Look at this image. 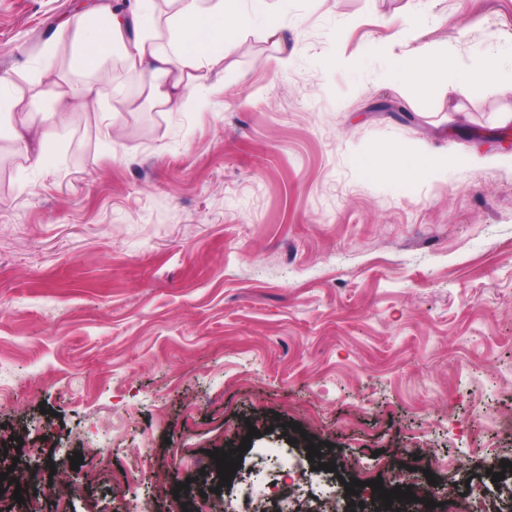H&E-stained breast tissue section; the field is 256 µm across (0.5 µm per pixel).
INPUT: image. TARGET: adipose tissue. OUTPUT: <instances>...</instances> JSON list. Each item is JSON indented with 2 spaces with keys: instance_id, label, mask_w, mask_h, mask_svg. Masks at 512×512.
Instances as JSON below:
<instances>
[{
  "instance_id": "adipose-tissue-1",
  "label": "adipose tissue",
  "mask_w": 512,
  "mask_h": 512,
  "mask_svg": "<svg viewBox=\"0 0 512 512\" xmlns=\"http://www.w3.org/2000/svg\"><path fill=\"white\" fill-rule=\"evenodd\" d=\"M166 6L162 15L156 0H129L116 10L92 7L62 26L80 67L94 71L120 57L141 77L140 96L167 111L182 107L188 92L206 88L243 31L261 25L270 36L280 33L270 0H251L245 10L238 0H166ZM366 52L384 59L386 80L412 81L424 88L444 81L467 94L500 77L498 68L484 63L461 70L447 56L399 55L381 42L371 43Z\"/></svg>"
}]
</instances>
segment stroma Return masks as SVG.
I'll use <instances>...</instances> for the list:
<instances>
[{
    "label": "stroma",
    "instance_id": "stroma-1",
    "mask_svg": "<svg viewBox=\"0 0 512 512\" xmlns=\"http://www.w3.org/2000/svg\"><path fill=\"white\" fill-rule=\"evenodd\" d=\"M85 2L0 0L15 96L46 108L62 75L114 108L45 124L40 169L0 136V443L23 496L222 512L248 488L265 512H309L346 507L360 462L367 481L451 489L449 512L471 483L507 512L512 471L487 469L512 458V163L481 136L504 129L512 85L422 91L363 48L508 72L512 0H288L289 63L251 29L177 112L126 108L140 79L118 62L75 66L61 23ZM422 144L485 162L411 180L372 166ZM246 437L222 483L210 451ZM319 442L334 470L271 499Z\"/></svg>",
    "mask_w": 512,
    "mask_h": 512
}]
</instances>
